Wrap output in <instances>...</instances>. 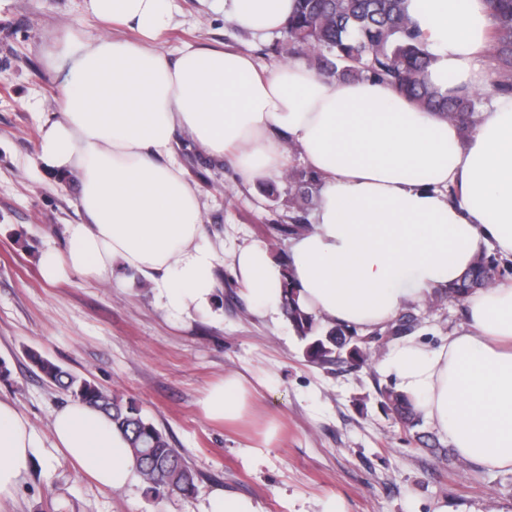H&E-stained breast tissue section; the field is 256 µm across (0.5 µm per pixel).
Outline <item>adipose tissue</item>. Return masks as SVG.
Listing matches in <instances>:
<instances>
[{"instance_id":"ef3b65f1","label":"adipose tissue","mask_w":512,"mask_h":512,"mask_svg":"<svg viewBox=\"0 0 512 512\" xmlns=\"http://www.w3.org/2000/svg\"><path fill=\"white\" fill-rule=\"evenodd\" d=\"M221 3L238 28L261 36L296 8ZM85 9L142 40L71 29L49 54L60 112L44 122L36 160L58 178L77 175L81 221L66 226L65 253L43 255L45 280L70 272L109 283L122 270L148 283L171 316L211 310L219 253L176 157L181 132L253 181L281 175L296 145L319 181L314 222L287 256L261 241L234 256V276L257 307L279 310L288 272L317 317L370 329L447 288L483 248L512 258V95L493 94L467 131L375 79H331L300 59L265 68L240 51L194 45L169 56L153 45L172 20L165 0H85ZM408 12L435 56L431 82L491 92L483 0H409ZM464 304L466 320L446 341H397L384 366L460 459L512 471V282ZM253 399L232 373L201 404L209 418L236 422ZM51 432L57 451L100 486L132 482L128 443L98 409L67 402ZM37 446L28 420L0 401V501L13 497Z\"/></svg>"}]
</instances>
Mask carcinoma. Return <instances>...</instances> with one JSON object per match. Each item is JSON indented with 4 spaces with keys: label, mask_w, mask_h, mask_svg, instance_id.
Segmentation results:
<instances>
[{
    "label": "carcinoma",
    "mask_w": 512,
    "mask_h": 512,
    "mask_svg": "<svg viewBox=\"0 0 512 512\" xmlns=\"http://www.w3.org/2000/svg\"><path fill=\"white\" fill-rule=\"evenodd\" d=\"M493 27L485 58L497 74L495 90L512 89V0H485ZM298 8L281 30V44L290 55L311 57L314 67L337 79L363 76L387 84L409 97L424 112H435L465 126L479 96L444 93L428 80L432 55L413 26L408 0H297ZM493 266L483 259L448 287V296L462 299L491 284ZM283 304L304 356L326 364L345 353L366 361L371 338H355V329L322 322L298 299L289 275L283 279ZM44 378L76 399L102 411L126 437L137 473L156 494L197 491L196 475L166 434L132 399L109 393L92 380L64 370L39 354L30 356ZM382 405L404 424L420 418L413 402L392 387L379 389Z\"/></svg>",
    "instance_id": "1"
}]
</instances>
